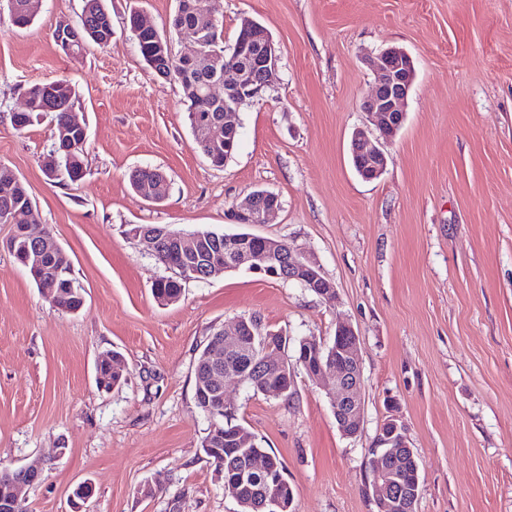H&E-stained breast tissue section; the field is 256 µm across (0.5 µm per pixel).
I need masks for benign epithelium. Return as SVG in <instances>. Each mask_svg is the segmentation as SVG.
Wrapping results in <instances>:
<instances>
[{
	"mask_svg": "<svg viewBox=\"0 0 512 512\" xmlns=\"http://www.w3.org/2000/svg\"><path fill=\"white\" fill-rule=\"evenodd\" d=\"M242 32L245 40L240 42L238 53L248 55L257 51L260 72L255 74L248 68H242L232 72V77L224 82L210 84L208 95L224 99V121L204 119L198 124L211 145L222 144L226 151L231 148L230 138L238 133L237 112L241 101L260 97L262 90L276 80L280 62L278 48L264 26L252 19H245ZM372 66L377 79L370 92L363 97L361 110L381 130L382 141L372 143L363 127L356 128L351 136L353 163H358L360 158L369 161V180L380 177L386 168L383 143L390 141L401 129L405 119L404 104L416 77L412 57L398 47H389L379 52L373 58ZM20 112L30 120L36 117L42 121L52 112V106L44 98L26 95ZM75 133L80 138L78 142L74 141ZM54 139L52 149L40 158L41 167L52 178L59 175V155L64 153L69 158L75 147L87 143V128L71 114L67 124L59 128ZM167 187V178L162 175L139 190V194L150 202L159 203L165 198ZM279 208V197L275 193L256 189L242 203L232 207L230 220L242 225L265 224L269 216ZM32 209L31 205H7L0 211V220L16 225L14 236L25 240L28 245L26 265L36 269L42 265L46 256L57 253L62 257L64 252L54 240L29 230L25 217ZM167 238L182 253H195L205 245V237L196 233L170 231ZM241 268L273 279L296 280L302 287L322 297L326 303L332 305L336 301L335 287L322 275L317 261L290 243L246 232L224 234V261L211 262L208 271L215 275ZM220 336L219 342L206 355L207 372L200 379L202 390L220 391L229 384L249 385L255 381L259 366L276 369L286 378H291L292 369L285 360L272 359L266 346L257 349L256 332L246 318H238L233 330L229 333L222 330ZM336 336V355L318 360L313 369L309 368L313 352L312 339H302L298 363L303 365V371L312 380L332 381L333 388L329 397L338 428L346 436H355L364 421L360 339L358 332L349 323L337 325ZM243 354L250 355L246 369L224 376L216 374V370L224 363V356L236 358ZM380 444L389 447L390 461L396 464L405 462L407 453L411 451L402 425L394 417L383 424ZM42 472L43 469L36 467L6 470L10 494L7 504L21 503L24 489L38 482ZM256 473L264 474L274 484L284 480L273 456L267 453L252 454L248 457L246 467L237 471L228 489L252 479ZM371 489L378 512H414L420 492L419 474H414L408 485L399 487L395 481V468L380 466L372 471Z\"/></svg>",
	"mask_w": 512,
	"mask_h": 512,
	"instance_id": "obj_1",
	"label": "benign epithelium"
}]
</instances>
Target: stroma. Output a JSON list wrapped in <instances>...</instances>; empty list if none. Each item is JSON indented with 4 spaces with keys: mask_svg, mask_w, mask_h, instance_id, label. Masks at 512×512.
Segmentation results:
<instances>
[{
    "mask_svg": "<svg viewBox=\"0 0 512 512\" xmlns=\"http://www.w3.org/2000/svg\"><path fill=\"white\" fill-rule=\"evenodd\" d=\"M112 41L61 47L57 24L83 0H42L30 27L0 10V164L36 205L85 289L76 313L45 300L7 248L0 224V466L42 464L29 512H238L202 448L210 420L194 400L196 360L238 317L292 339L360 337L361 432L343 435L327 391L296 370L287 398L233 385L239 423L277 456L295 512H377L369 483L389 416L417 456V512H512V0H211L233 44L243 17L280 51L278 78L240 108V142L224 167L197 149L180 85L146 70L131 11L167 27L176 0H107ZM405 49L416 78L387 166L362 180L350 162L368 60ZM64 79L86 124L87 172L48 179L39 158L51 123L11 124L27 86ZM161 169L169 191L146 201L129 182ZM256 189L280 209L249 233L292 243L336 286L327 304L301 286L242 269L187 282L176 303L153 283L170 271L134 224L240 232L227 215ZM124 361L100 389L98 362ZM62 449L48 459L50 449ZM92 483L76 508L74 488ZM152 485L153 495L142 493Z\"/></svg>",
    "mask_w": 512,
    "mask_h": 512,
    "instance_id": "1",
    "label": "stroma"
}]
</instances>
